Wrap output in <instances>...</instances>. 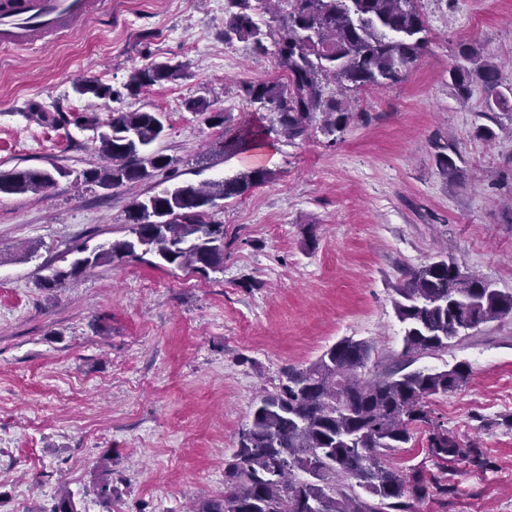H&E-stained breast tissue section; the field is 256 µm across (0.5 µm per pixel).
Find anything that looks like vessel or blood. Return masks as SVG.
I'll use <instances>...</instances> for the list:
<instances>
[{
    "instance_id": "1",
    "label": "vessel or blood",
    "mask_w": 512,
    "mask_h": 512,
    "mask_svg": "<svg viewBox=\"0 0 512 512\" xmlns=\"http://www.w3.org/2000/svg\"><path fill=\"white\" fill-rule=\"evenodd\" d=\"M103 0H0V48L33 47L80 27Z\"/></svg>"
}]
</instances>
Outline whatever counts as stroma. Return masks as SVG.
I'll list each match as a JSON object with an SVG mask.
<instances>
[{
	"mask_svg": "<svg viewBox=\"0 0 512 512\" xmlns=\"http://www.w3.org/2000/svg\"><path fill=\"white\" fill-rule=\"evenodd\" d=\"M428 47L401 85L349 94L336 138L281 137L262 158L222 155V130L185 102L224 110L230 126L272 127L241 86L283 78L274 55L224 42V0H112L39 49L0 50V171L59 169L42 194H0V512H49L60 489L102 512L95 467L112 457L121 512H185L224 490V467L261 389L341 338L370 342V374L403 346L393 300L402 272L448 250L512 293V116L481 86L459 104L449 71L462 46L512 86V0H422ZM181 65L177 78L119 101L75 93L82 79L121 87L133 70ZM161 113L155 151L174 171L106 190L82 183L101 162L88 121L112 109ZM70 122L60 126L57 113ZM498 130L478 138L477 127ZM461 175L438 171L436 145ZM260 164L272 178L209 212L223 224V271L202 277L142 261L107 264L39 287L76 247L123 238L136 198L229 178ZM468 363L461 389L430 397L432 415L491 462L436 463L416 429L384 462L449 486L414 512H512V317L480 326L427 367Z\"/></svg>",
	"mask_w": 512,
	"mask_h": 512,
	"instance_id": "35a3bbf8",
	"label": "stroma"
}]
</instances>
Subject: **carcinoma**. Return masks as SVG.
I'll return each mask as SVG.
<instances>
[{
	"label": "carcinoma",
	"mask_w": 512,
	"mask_h": 512,
	"mask_svg": "<svg viewBox=\"0 0 512 512\" xmlns=\"http://www.w3.org/2000/svg\"><path fill=\"white\" fill-rule=\"evenodd\" d=\"M224 43L249 42L260 53L272 52L287 81L242 85L251 104L278 114L279 134L296 139L318 129L327 137L343 131L353 118L350 106L328 95L334 84L344 95L364 88L403 83L424 53L426 26L421 0H256L269 14L265 26L253 18L251 0H225ZM287 8H280V4ZM450 70L455 95L467 98L471 86L486 92V107L512 112V87L501 88L498 65L470 47ZM180 66L156 63L130 73L123 89L95 81L74 85L80 95L117 101L122 90L136 95L173 78ZM207 113L206 122L224 128L223 154L264 145L271 130L227 126L226 113L203 103H187ZM164 132L162 116L151 111L114 109L105 129L96 133L105 164L85 170L83 182L117 189L148 180L174 160L149 151ZM436 164L448 180L460 168L437 146ZM272 172L252 167L233 177L196 185L181 182L135 199L128 208L127 235L93 249L76 248L67 272L43 279L52 288L63 280L102 264L144 260L147 255L205 277L224 264V225L206 221L218 201L241 197L265 183ZM55 184L47 169L0 171V194L45 192ZM393 305L403 326V348L394 364L374 377L364 369L373 351L364 340L344 337L304 367H288L272 392L262 391L251 420L239 434L224 469V493L204 499L190 512H413L430 488L419 470L404 471L382 461L381 450L402 448L419 425L428 428L427 448L441 462L460 461L491 467L482 450L463 446L426 409L428 398L462 388L470 367L461 362L447 369L417 367L428 355L448 350L454 340L480 326L512 316V293L506 294L480 276L463 270L440 252L429 262L409 268L396 289ZM93 493L104 512H117L119 494L112 484V457L98 461ZM50 512H77L72 495L61 490Z\"/></svg>",
	"instance_id": "1"
}]
</instances>
